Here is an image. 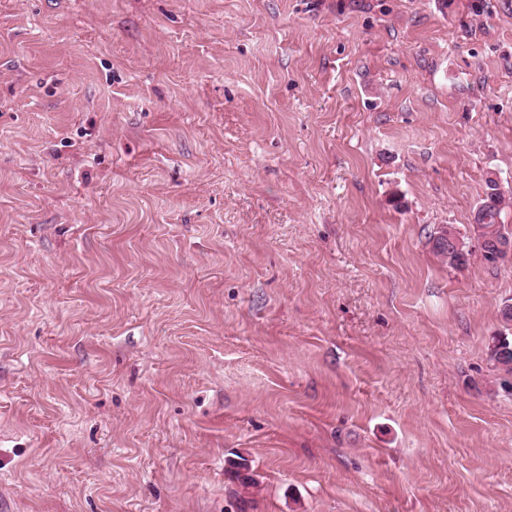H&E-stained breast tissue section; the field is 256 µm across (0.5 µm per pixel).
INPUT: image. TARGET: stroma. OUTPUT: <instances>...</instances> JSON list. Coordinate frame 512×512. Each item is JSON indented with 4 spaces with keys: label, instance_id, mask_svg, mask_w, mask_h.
<instances>
[{
    "label": "stroma",
    "instance_id": "obj_1",
    "mask_svg": "<svg viewBox=\"0 0 512 512\" xmlns=\"http://www.w3.org/2000/svg\"><path fill=\"white\" fill-rule=\"evenodd\" d=\"M491 177L512 0H0V512H512ZM494 181L492 179H488L486 181V195L483 199V208L481 212V222L488 228H492L490 235L493 237L494 235L501 236L502 232L506 235H509L512 240V232L506 231L504 225L498 224L497 218L500 215V204L498 194L495 192V186L492 185ZM441 232L443 233L442 238L439 241V244H441L442 247L447 249L448 255L445 254L444 250L439 249V246L437 245ZM431 239L436 254L440 256L442 259H446V262L448 261V265L450 267L459 269L465 267L469 263L473 251H470V259H466L464 261H456L455 258L448 259V256H452L454 254H465V251L463 250L464 242L461 240V238H459L452 232L448 233L447 228H445L444 230V228L442 227L434 236H431ZM489 357L496 370L512 374V340L507 336L494 338L489 349Z\"/></svg>",
    "mask_w": 512,
    "mask_h": 512
}]
</instances>
